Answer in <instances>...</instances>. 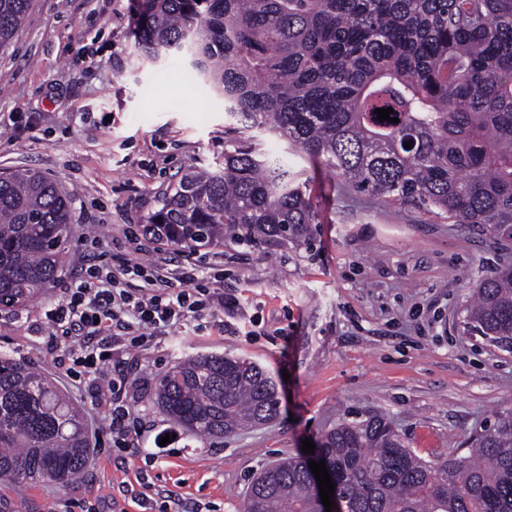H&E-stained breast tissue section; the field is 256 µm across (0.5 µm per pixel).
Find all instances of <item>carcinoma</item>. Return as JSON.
Wrapping results in <instances>:
<instances>
[{
    "mask_svg": "<svg viewBox=\"0 0 512 512\" xmlns=\"http://www.w3.org/2000/svg\"><path fill=\"white\" fill-rule=\"evenodd\" d=\"M32 8L0 0L1 53ZM135 10L138 51L153 59L190 43L192 78L224 112L312 167L292 173L249 142L224 153L222 168L187 169L144 217L160 243L301 245L317 219L318 170L512 242V0H135ZM389 107L399 122L378 119ZM72 204L40 171L0 175V304L21 307L54 287ZM467 328L512 346V264L473 289ZM150 402L198 439L263 424L278 406L268 372L224 354L173 364ZM467 445V455L426 461L373 415L338 424L319 452L346 512H512V411ZM89 454L82 408L46 375L0 357V482L64 483ZM243 512H317L303 460L255 476Z\"/></svg>",
    "mask_w": 512,
    "mask_h": 512,
    "instance_id": "cac0c4a2",
    "label": "carcinoma"
}]
</instances>
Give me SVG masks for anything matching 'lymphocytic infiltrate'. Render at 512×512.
<instances>
[{
	"label": "lymphocytic infiltrate",
	"mask_w": 512,
	"mask_h": 512,
	"mask_svg": "<svg viewBox=\"0 0 512 512\" xmlns=\"http://www.w3.org/2000/svg\"><path fill=\"white\" fill-rule=\"evenodd\" d=\"M224 306L223 293L193 260H183L172 271L141 258L109 264L101 254L86 256L45 318L55 336L68 341L73 365L91 371L89 393L108 408L115 458L134 446L135 416L124 398L135 383L123 371L110 370V352L140 346L147 334L202 321Z\"/></svg>",
	"instance_id": "obj_1"
}]
</instances>
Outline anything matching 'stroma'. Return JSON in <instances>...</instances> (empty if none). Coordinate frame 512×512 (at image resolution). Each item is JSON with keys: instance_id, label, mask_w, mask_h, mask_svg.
<instances>
[{"instance_id": "stroma-1", "label": "stroma", "mask_w": 512, "mask_h": 512, "mask_svg": "<svg viewBox=\"0 0 512 512\" xmlns=\"http://www.w3.org/2000/svg\"><path fill=\"white\" fill-rule=\"evenodd\" d=\"M132 0H35L0 56V173L34 168L74 196L69 280L89 246L131 258L126 230H138L154 196L178 172L215 168L233 150L237 123L222 98L195 83L187 61L154 62L136 52ZM319 209L311 247L225 241L195 251L214 269L231 309L223 331L174 329L117 367L143 381L126 403L142 419L125 465L112 461L107 410L92 404L44 325L62 296L54 287L23 307L0 306V355L39 367L81 405L98 449L80 476L24 491L0 485L9 512H157L167 489L201 512H241L253 476L301 455L337 424L388 417L419 457L464 452L466 439L512 410V348L466 329L473 288L490 267L512 261L503 246L466 224L353 191L332 175L312 190ZM248 359L274 379L279 414L224 440L174 434L150 403L159 377L196 354ZM157 454L146 464L147 454ZM153 493L141 497L142 484Z\"/></svg>"}]
</instances>
